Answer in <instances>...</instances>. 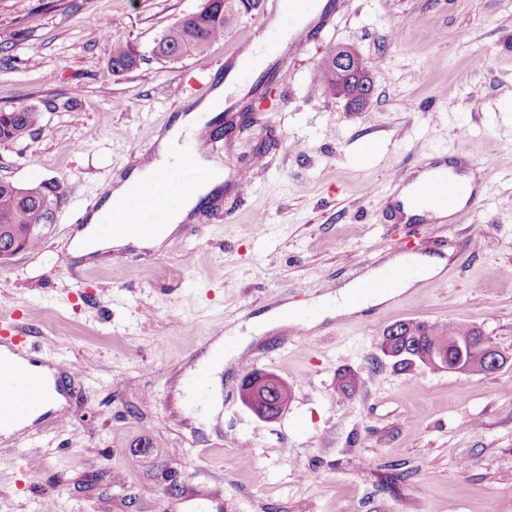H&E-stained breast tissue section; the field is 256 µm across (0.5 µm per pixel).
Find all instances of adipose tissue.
Listing matches in <instances>:
<instances>
[{"label": "adipose tissue", "mask_w": 512, "mask_h": 512, "mask_svg": "<svg viewBox=\"0 0 512 512\" xmlns=\"http://www.w3.org/2000/svg\"><path fill=\"white\" fill-rule=\"evenodd\" d=\"M265 65L266 61L259 53L239 58L226 78L215 86L207 99L192 106L186 113L180 114L172 126L162 136L157 137L151 162L135 166L129 174L130 179L148 180L158 171L179 164L183 157V147L192 142L196 129L204 121L223 112L228 97L242 95L250 78L260 72ZM214 188L215 185L212 182L202 183L196 194L186 199L183 206L169 216L166 224L161 225L151 236L141 237L133 231L119 229L108 238H94L93 227L100 222L104 210L109 209L112 202L122 197L125 192V183H116L109 187L100 208L95 209L88 216L86 227L73 238L69 250L80 257L100 260L129 247L160 248L176 231L178 225L192 214L200 198L208 196ZM380 274V269L369 270L363 279L351 281L339 288L336 295H327L314 302V309H325L332 315L348 317L362 309L385 304L393 298L394 294L408 291L417 284L416 278L404 276L399 279L395 290L362 294L361 288L364 281L376 279Z\"/></svg>", "instance_id": "obj_1"}]
</instances>
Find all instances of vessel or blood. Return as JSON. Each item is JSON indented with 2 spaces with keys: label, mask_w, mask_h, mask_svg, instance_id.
Returning a JSON list of instances; mask_svg holds the SVG:
<instances>
[{
  "label": "vessel or blood",
  "mask_w": 512,
  "mask_h": 512,
  "mask_svg": "<svg viewBox=\"0 0 512 512\" xmlns=\"http://www.w3.org/2000/svg\"><path fill=\"white\" fill-rule=\"evenodd\" d=\"M319 0H276L281 18V29H288L297 44L314 39L313 29L296 24L298 10L315 12ZM281 29L259 27L254 39L239 45L237 53L247 57L256 50L275 54L279 49ZM466 157H458L452 175H440L422 181L416 180L412 171H401L396 183L412 184L417 196L436 202L441 207L460 214L459 200L464 183L461 174L469 168ZM214 172L196 166L192 149H185L181 164L158 172L151 180L133 181L123 197L114 201L95 230L99 236H111L115 220H123L143 236L151 235L166 223L169 215L180 209L185 200L195 194L201 183L213 180ZM23 329L16 322L12 308L0 307V345L11 350L10 356H0V429L18 421L38 415L44 408L48 395L41 378L24 364L30 352L19 337ZM186 393L197 400H207L212 392L207 369H199L184 385Z\"/></svg>",
  "instance_id": "vessel-or-blood-1"
}]
</instances>
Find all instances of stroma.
<instances>
[{"mask_svg": "<svg viewBox=\"0 0 512 512\" xmlns=\"http://www.w3.org/2000/svg\"><path fill=\"white\" fill-rule=\"evenodd\" d=\"M200 3L0 0V108L43 114L31 137L0 143V180L63 193L40 253L0 263V306L83 371L65 419L29 426L32 448L0 446V512H42L50 498L57 512H512V0H326L316 39L279 49L227 110L232 126L208 147L224 161V193L197 211L200 233L78 262L69 242L82 212L276 15L261 0L205 56L107 70L109 35L149 51ZM335 45L355 48L373 77L362 111L318 77ZM368 140L380 149L362 163ZM438 148L499 163L461 221L395 220L391 179ZM420 241L446 259L439 276L228 356L212 428L179 407V379L228 328L309 307ZM408 321L477 327L508 361L491 375L399 371L381 342ZM256 370L290 389L277 420L240 400ZM344 373L358 381L350 397L337 390ZM146 440L153 454L134 459ZM394 465L408 477L392 493Z\"/></svg>", "mask_w": 512, "mask_h": 512, "instance_id": "35a3bbf8", "label": "stroma"}]
</instances>
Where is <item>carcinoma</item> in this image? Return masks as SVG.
Masks as SVG:
<instances>
[{"instance_id": "obj_1", "label": "carcinoma", "mask_w": 512, "mask_h": 512, "mask_svg": "<svg viewBox=\"0 0 512 512\" xmlns=\"http://www.w3.org/2000/svg\"><path fill=\"white\" fill-rule=\"evenodd\" d=\"M258 2L235 0L228 4L226 0H202L197 11L164 30L151 54L170 62L187 55L201 57L214 42L224 37V32L237 22L240 13L255 9ZM141 60L143 55L129 42L119 36L111 38L106 65L112 73L131 70ZM320 73L322 82L334 96L346 92L359 98L372 89V80L364 69L353 83L344 86L336 73V60L330 55L321 62ZM41 121L42 113L34 108L0 109V142L23 140L39 128ZM60 199L57 188L47 183L21 186L0 181V248L4 250L8 244L18 241L28 251L41 244L47 221L53 210L58 208ZM403 326V336L398 342L405 353L394 360V365L402 371L417 366L436 369L440 354L456 355L454 343L448 339L451 334L465 340L479 335V330L471 327L450 329L427 322H405Z\"/></svg>"}]
</instances>
